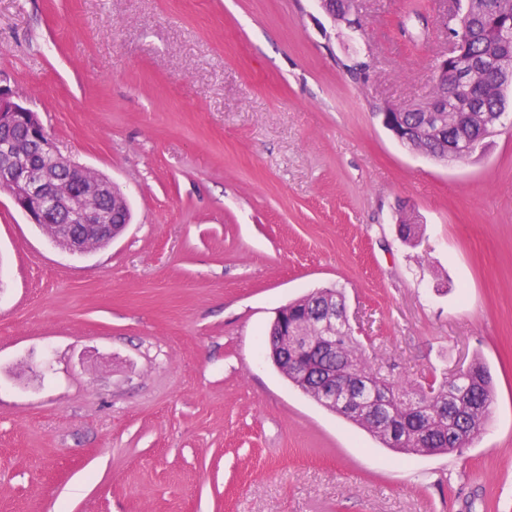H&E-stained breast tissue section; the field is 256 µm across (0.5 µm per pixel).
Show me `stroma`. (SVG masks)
Here are the masks:
<instances>
[{
	"label": "stroma",
	"mask_w": 512,
	"mask_h": 512,
	"mask_svg": "<svg viewBox=\"0 0 512 512\" xmlns=\"http://www.w3.org/2000/svg\"><path fill=\"white\" fill-rule=\"evenodd\" d=\"M410 3L0 0V83L132 212L71 254L0 192V512H512V136L446 166L383 126L448 48ZM318 288L390 379L485 362V433L408 457L289 383L260 343ZM336 1H339L336 3ZM322 9L330 16V18H336L338 14V20L344 24L347 29L357 30L360 26V17L357 14H353L347 6L345 0H320Z\"/></svg>",
	"instance_id": "stroma-1"
}]
</instances>
